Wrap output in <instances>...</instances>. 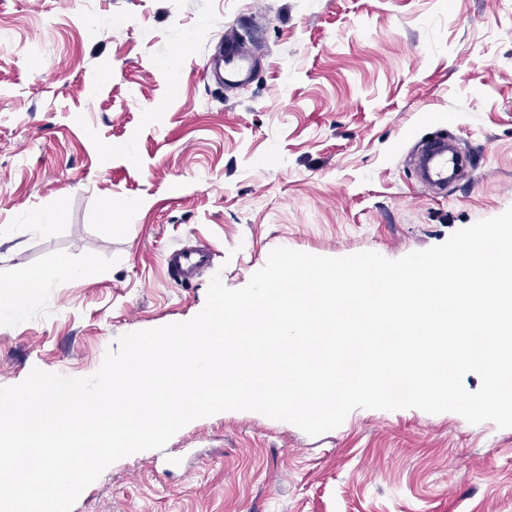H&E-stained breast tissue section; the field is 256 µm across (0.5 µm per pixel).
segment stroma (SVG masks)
Returning a JSON list of instances; mask_svg holds the SVG:
<instances>
[{
	"instance_id": "stroma-1",
	"label": "stroma",
	"mask_w": 512,
	"mask_h": 512,
	"mask_svg": "<svg viewBox=\"0 0 512 512\" xmlns=\"http://www.w3.org/2000/svg\"><path fill=\"white\" fill-rule=\"evenodd\" d=\"M236 33L253 81L200 79ZM440 136L469 158L442 190L414 169ZM510 207L512 0H0V283L84 270L0 316V387L94 374L275 248L395 260ZM195 242L214 260L184 285L163 256ZM72 512H512V428L357 408L312 437L231 410Z\"/></svg>"
}]
</instances>
